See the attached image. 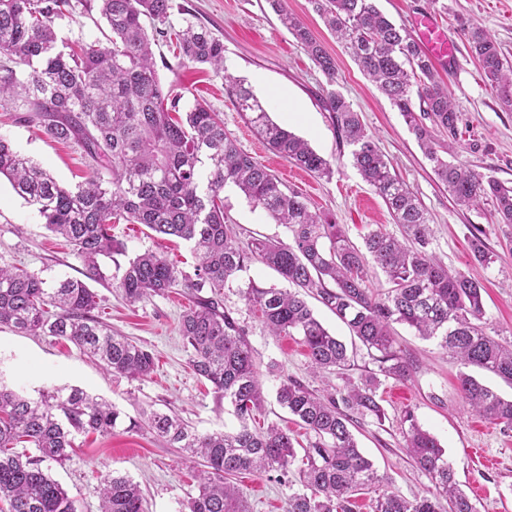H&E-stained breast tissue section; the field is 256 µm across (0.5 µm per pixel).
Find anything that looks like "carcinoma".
I'll use <instances>...</instances> for the list:
<instances>
[{"label":"carcinoma","mask_w":512,"mask_h":512,"mask_svg":"<svg viewBox=\"0 0 512 512\" xmlns=\"http://www.w3.org/2000/svg\"><path fill=\"white\" fill-rule=\"evenodd\" d=\"M270 2L282 26L325 75V103L338 138L351 147L353 166L402 226L404 239L379 228L365 235L364 247L352 244L342 225L312 212L300 193L239 149L224 133V119L206 102L196 99L180 114L184 94L165 90L152 51L156 38L169 34L170 0H100L112 36L105 42L80 39L73 47L58 43L53 27L69 13L71 0H0V108L23 113L21 120L40 127L49 139L74 143L88 160L84 181L70 187L0 135V176L36 209L47 230L73 246L89 280L105 279L102 259L126 254L125 243L112 236V225L120 221L193 244L199 255L194 275L160 253L145 251L128 259L112 287L131 303L183 289L188 306L179 331L191 347L189 364L232 407L237 421L232 431L200 435L175 415L151 410L133 418L79 388L28 397L0 385V501L8 512H78L76 500L43 463L70 459L75 433L105 435L120 425L129 431L147 427L189 457L202 459L198 494L188 501V512H247L242 492L231 482L243 472L277 473L278 482L292 490L285 512H354L356 495L379 490L383 478L351 430L353 412L385 418L375 377L339 389L332 385L322 394L297 380L280 384L278 404L314 436L304 449L301 488L294 489V438L274 423L255 426L264 395L248 331L224 308L223 290L233 286L270 335L300 337L315 371L344 367L348 354L314 315L305 300L309 293L346 324L386 378L407 380L413 372L411 359L394 346L393 324L398 323L437 341L463 367L512 384V345L484 329V285L436 257L420 200L391 173L359 113L334 89V59L288 12L285 0ZM311 2L326 28L401 112L453 202L470 208L488 197L498 222L512 224V187L438 153L441 135L456 137L459 115L431 58L407 30L374 0ZM145 18L158 26L148 31ZM462 34L501 103L512 110V64L499 44L478 25ZM176 38L180 60L224 69V44L207 28L190 24ZM226 81L238 109L271 151L319 178L332 176L330 161L272 122L242 84L230 76ZM227 184L284 225L292 242L255 238L241 244L220 196ZM472 247L476 261L494 262L482 230L472 234ZM255 262L275 270L288 287L253 280L236 284L238 274ZM377 269L390 284L382 296L367 287ZM94 309V293L80 279L50 282L26 268L0 264V326L67 340L114 375L131 380L150 375L154 353L112 333ZM459 386L471 412L512 426V399L467 372L460 373ZM401 430L409 456L435 492L409 499L385 490L374 512H441L442 496L450 512H476L454 480L440 442L413 412L404 413ZM22 443L36 454L19 448ZM98 494L101 512H145L139 486L126 476L105 474Z\"/></svg>","instance_id":"cac0c4a2"}]
</instances>
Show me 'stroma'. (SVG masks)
Instances as JSON below:
<instances>
[{"instance_id":"stroma-1","label":"stroma","mask_w":512,"mask_h":512,"mask_svg":"<svg viewBox=\"0 0 512 512\" xmlns=\"http://www.w3.org/2000/svg\"><path fill=\"white\" fill-rule=\"evenodd\" d=\"M72 4L70 18L55 23L60 40L99 39L107 33L98 0H72ZM170 4L169 21L175 29L201 25L223 42L225 70L220 73L206 65L178 63L171 47L161 41L154 45L153 53L163 85L183 93L185 103L205 100L221 114L225 132L241 150L268 166L288 188L305 195L312 211L341 224L354 243H361L365 234L377 228L400 234L401 228L393 223L382 198L362 180L350 162L348 147L337 137L323 103L324 74L280 24L268 0H170ZM376 4L393 22L407 28L414 16L435 17L455 38L456 58L438 73L460 115L457 158L511 186L512 110L502 106L486 82L461 40L460 30L469 24L483 27L512 61V0H376ZM287 6L335 58L337 91L360 113L395 172L423 204L436 256L449 268L467 272L484 284L487 333L512 342V225L498 223L488 198L468 209L457 208L447 188L437 181L401 113L336 41L310 0H288ZM228 73L240 79L266 107L272 121L307 140L331 161V178L311 173L302 181L287 178L290 163L266 148L236 108L224 82ZM0 135L42 163L60 183L75 185L87 170L77 147L46 138L35 127L18 122L14 113L0 111ZM223 197L224 211L238 224L241 240H289L283 225L249 204L234 186H225ZM478 227L485 231V241L497 255L487 266L479 264L472 252L471 234ZM112 233L126 244L128 254L156 251L189 273L198 263L190 243L157 235L144 225L116 224ZM0 263L40 271L48 278L78 279L83 272L72 248L45 228L5 179L0 180ZM89 287L96 296L97 318L154 352L153 372L138 380L108 375L70 342L28 336L0 326L1 382L23 393L63 384L77 386L112 402L129 416L144 410L173 413L200 433L234 426L235 418L223 398L188 364L190 349L178 327L187 304L183 295L172 293L131 304L114 288L94 281ZM223 299L225 307L247 326L256 352L266 394L262 422L287 427L300 443H308L310 436L277 404L281 382L293 378L320 391L326 382L340 386L345 380L357 382L378 370L361 349L346 370L331 378L313 373L299 337L269 336L237 289H226ZM397 340L415 370L404 381L381 379L378 393L384 420L362 417L353 428L362 453L384 476L385 489L409 498L433 490L430 479L404 449L400 418L410 410L445 449L457 483L477 512H512V428L468 410L459 389L460 367L436 342L421 340L403 326L397 329ZM475 448L485 449L491 465L473 459ZM48 468L76 500L80 512H99L97 486L101 474L107 472L140 485L146 512H186L188 500L197 492L199 464L149 430L128 431L120 426L107 436L92 432L75 435L70 459L61 465L49 463ZM237 483L249 512H284L289 490L276 482L274 473L243 474Z\"/></svg>"}]
</instances>
